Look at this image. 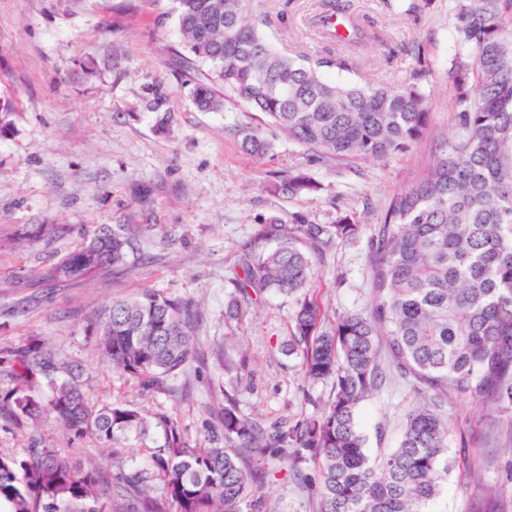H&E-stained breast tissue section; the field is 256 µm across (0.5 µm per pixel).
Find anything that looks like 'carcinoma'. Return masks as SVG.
<instances>
[{
    "mask_svg": "<svg viewBox=\"0 0 512 512\" xmlns=\"http://www.w3.org/2000/svg\"><path fill=\"white\" fill-rule=\"evenodd\" d=\"M175 3L187 51L181 66L189 73L207 67L192 89L201 109L219 110L233 98L261 112L314 160L346 166L403 154L430 126L432 102L422 88L429 62L418 46L400 90L365 79L334 84L325 77L329 70L359 73L351 57L276 49L246 21L248 0ZM454 16L459 51L449 78L461 134L440 141L430 167L391 196L374 227L369 310L328 319L317 301L312 259L296 246L299 234L322 245L351 239L357 225L345 217L292 228L270 218L278 245L245 263L239 296L227 305L231 323L243 318L253 294H302L288 351L302 357L306 379L331 385L325 408L264 427L227 400L204 448L166 413L121 402L91 405L82 372L59 383L50 348H19L0 410L34 423L50 418L69 443L91 437L112 449V477L37 443L22 458L0 456V503L9 512H272L261 484L276 473L302 481L312 512H424L448 471L443 400L456 394L512 405V0H454ZM326 27L333 41L367 38L353 22ZM242 144L257 157L269 150L254 132ZM282 187L298 194L316 185L298 173ZM134 240V230L122 224L102 226L44 278L60 283L119 269L134 253ZM200 316L193 299L148 289L113 301L86 331L114 369L158 388L197 358ZM383 350L419 399L399 446L373 455L357 412L384 378ZM39 375L51 388L45 400L30 395ZM150 423L163 429L164 442L142 449L143 462L131 465L126 435ZM304 465L313 474L303 473Z\"/></svg>",
    "mask_w": 512,
    "mask_h": 512,
    "instance_id": "cac0c4a2",
    "label": "carcinoma"
}]
</instances>
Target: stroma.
Instances as JSON below:
<instances>
[{
    "label": "stroma",
    "mask_w": 512,
    "mask_h": 512,
    "mask_svg": "<svg viewBox=\"0 0 512 512\" xmlns=\"http://www.w3.org/2000/svg\"><path fill=\"white\" fill-rule=\"evenodd\" d=\"M378 32L356 48L362 73L399 88L414 66L412 46L428 47L423 89L433 111L427 136L403 155L348 169L314 161L304 148L237 103L197 108L180 66L183 51L173 0H0V391L11 386L10 351L47 343L59 366L83 369L91 404L120 401L179 421L198 445L208 443L225 399L269 426L319 413L331 387L304 379L288 354L298 296L270 293L238 322L227 303L243 248L276 247L264 235L269 217L333 224L350 216L355 239L320 248L307 240L327 315L365 309L371 300L368 240L391 196L411 185L441 136L456 133L448 72L457 51L451 0H430L413 16L384 0H252L251 11L282 51L310 57L338 52L320 20L331 5ZM269 142L262 157L242 147L245 131ZM303 172L315 190L281 185ZM40 224H64L59 237L25 239ZM103 224L135 228L138 250L120 269L53 287L41 272ZM153 288L202 306L195 327L200 357L158 389L145 390L102 360L85 325L118 298ZM224 344V355L212 349ZM380 388L358 409L370 450L397 447L413 387L385 366ZM448 414L451 465L428 512H512V407L461 396ZM112 472L93 439L69 444L47 420L39 426L0 414V456H20L35 442Z\"/></svg>",
    "instance_id": "35a3bbf8"
}]
</instances>
